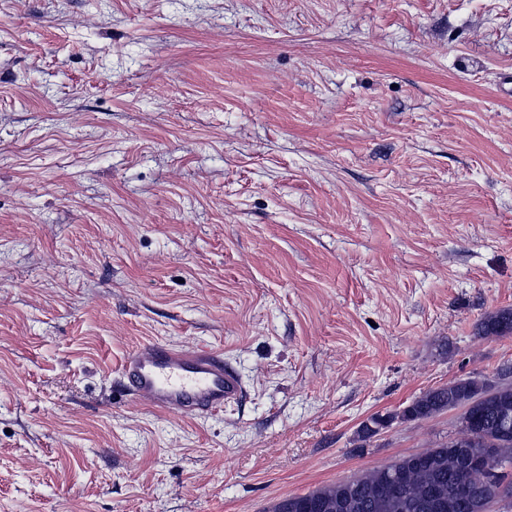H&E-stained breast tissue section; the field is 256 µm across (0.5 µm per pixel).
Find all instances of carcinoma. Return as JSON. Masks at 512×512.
Masks as SVG:
<instances>
[{
  "label": "carcinoma",
  "instance_id": "1",
  "mask_svg": "<svg viewBox=\"0 0 512 512\" xmlns=\"http://www.w3.org/2000/svg\"><path fill=\"white\" fill-rule=\"evenodd\" d=\"M481 338L512 334V309H500L476 325ZM512 369L500 384L466 378L431 389L402 411L363 422L366 441L389 420H424L445 410L463 409L460 433L437 448L400 458L347 481L329 484L274 503L268 512H474L491 480L512 504Z\"/></svg>",
  "mask_w": 512,
  "mask_h": 512
}]
</instances>
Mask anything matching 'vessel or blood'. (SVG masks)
Segmentation results:
<instances>
[{"mask_svg": "<svg viewBox=\"0 0 512 512\" xmlns=\"http://www.w3.org/2000/svg\"><path fill=\"white\" fill-rule=\"evenodd\" d=\"M124 393L144 398L161 412L189 418L222 411L237 400L244 384L212 350L184 349L154 342L130 353L120 367Z\"/></svg>", "mask_w": 512, "mask_h": 512, "instance_id": "obj_1", "label": "vessel or blood"}]
</instances>
